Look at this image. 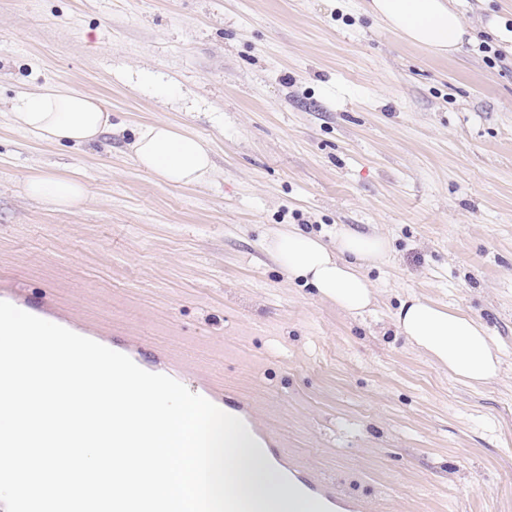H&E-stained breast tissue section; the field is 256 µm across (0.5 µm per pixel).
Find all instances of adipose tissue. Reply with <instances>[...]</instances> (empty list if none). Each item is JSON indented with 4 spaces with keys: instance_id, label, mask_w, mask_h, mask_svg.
I'll list each match as a JSON object with an SVG mask.
<instances>
[{
    "instance_id": "obj_1",
    "label": "adipose tissue",
    "mask_w": 512,
    "mask_h": 512,
    "mask_svg": "<svg viewBox=\"0 0 512 512\" xmlns=\"http://www.w3.org/2000/svg\"><path fill=\"white\" fill-rule=\"evenodd\" d=\"M370 10L410 43L439 55L457 52L467 34L451 0H372ZM9 117L14 126L45 141L73 146L99 142L112 132V114L102 100L53 86L19 94ZM131 150L138 165L167 186L206 184L216 169L208 142L162 121L141 126ZM24 191L60 207L78 204L88 195L83 182L43 174L31 175ZM265 249L290 280L358 315L376 299L365 271L382 263L390 246L383 236L343 226L327 242L291 224L272 229ZM394 322L414 349L467 383H486L501 369L500 352L485 327L466 312L410 297L401 302Z\"/></svg>"
}]
</instances>
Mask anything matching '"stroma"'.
I'll use <instances>...</instances> for the list:
<instances>
[{
  "label": "stroma",
  "instance_id": "stroma-1",
  "mask_svg": "<svg viewBox=\"0 0 512 512\" xmlns=\"http://www.w3.org/2000/svg\"><path fill=\"white\" fill-rule=\"evenodd\" d=\"M368 3L0 0V301L191 392L222 383L369 512H512V0H458L449 56ZM50 85L103 100L112 135L13 127L9 101ZM154 121L211 144L207 184L138 167L127 145ZM37 172L92 197L29 198ZM283 224L387 238L371 311L290 283L264 248ZM409 296L479 318L499 375L471 385L419 354L393 321Z\"/></svg>",
  "mask_w": 512,
  "mask_h": 512
}]
</instances>
